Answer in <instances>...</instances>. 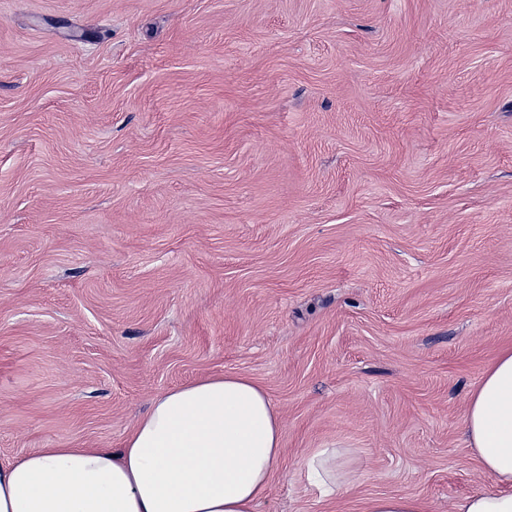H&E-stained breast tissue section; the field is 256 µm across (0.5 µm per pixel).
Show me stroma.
<instances>
[{
    "label": "stroma",
    "mask_w": 512,
    "mask_h": 512,
    "mask_svg": "<svg viewBox=\"0 0 512 512\" xmlns=\"http://www.w3.org/2000/svg\"><path fill=\"white\" fill-rule=\"evenodd\" d=\"M506 349L512 0H0V463L242 375L282 421L258 512H452ZM306 478L322 498H335L358 479L359 470L348 448H316L305 458ZM365 512H427V509L416 497L382 495L369 499Z\"/></svg>",
    "instance_id": "1"
}]
</instances>
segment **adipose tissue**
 Instances as JSON below:
<instances>
[{"instance_id": "adipose-tissue-1", "label": "adipose tissue", "mask_w": 512, "mask_h": 512, "mask_svg": "<svg viewBox=\"0 0 512 512\" xmlns=\"http://www.w3.org/2000/svg\"><path fill=\"white\" fill-rule=\"evenodd\" d=\"M465 431L491 482L455 512H512V349L472 392ZM282 455L280 415L239 375L167 390L117 448H44L0 464V512H257ZM321 497L359 470L347 448L305 459Z\"/></svg>"}]
</instances>
